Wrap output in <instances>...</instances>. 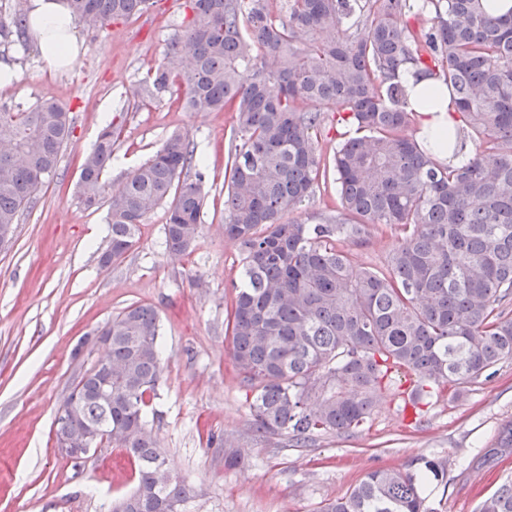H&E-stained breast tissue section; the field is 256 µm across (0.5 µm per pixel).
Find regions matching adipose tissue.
<instances>
[{"label":"adipose tissue","mask_w":512,"mask_h":512,"mask_svg":"<svg viewBox=\"0 0 512 512\" xmlns=\"http://www.w3.org/2000/svg\"><path fill=\"white\" fill-rule=\"evenodd\" d=\"M24 11L28 31L35 38L42 59L61 72L74 69L88 47L75 34L66 0H26ZM399 78L408 93L409 108L417 115L420 136L437 144L434 156L438 161H447L448 152L443 145L460 124L447 89L433 79L419 76L410 65L401 69Z\"/></svg>","instance_id":"1"}]
</instances>
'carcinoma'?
<instances>
[{
	"label": "carcinoma",
	"mask_w": 512,
	"mask_h": 512,
	"mask_svg": "<svg viewBox=\"0 0 512 512\" xmlns=\"http://www.w3.org/2000/svg\"><path fill=\"white\" fill-rule=\"evenodd\" d=\"M89 30L143 12L149 0H67ZM190 16L141 94L185 87V106L235 113L228 154L224 238L243 251L228 319L243 383L254 390L250 427L307 446L350 436L382 402L394 370L414 372L413 407L434 389L464 392L512 360V7L493 15L482 0H189ZM21 13L0 16V36L24 30ZM404 64L446 88L470 157L441 164L411 134L397 79ZM336 124L329 157L317 132L327 107ZM73 132L52 98L0 112V228L19 218L52 175ZM112 126L81 164L86 208L107 206L109 266L136 242L139 225L165 210L168 249L188 251L205 207L203 175L186 136L172 134L106 196ZM336 176V213L318 224L283 221L319 178ZM398 237L385 273L355 265L336 246L365 242L368 226ZM105 364L78 381L80 399L56 436L112 437L136 463V488L112 512H163L191 489L165 468L146 414L164 367L156 310L134 305L112 318ZM315 399L316 407L308 406ZM426 472L376 469L321 512H431ZM478 512H512V480Z\"/></svg>",
	"instance_id": "1"
}]
</instances>
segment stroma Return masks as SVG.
<instances>
[{
  "mask_svg": "<svg viewBox=\"0 0 512 512\" xmlns=\"http://www.w3.org/2000/svg\"><path fill=\"white\" fill-rule=\"evenodd\" d=\"M186 13L185 0H155L142 15L100 30L78 28L89 50L65 73L42 60L33 37L0 42V61L16 70L11 84L0 87V111L53 98L74 124L55 174L22 215L12 242L0 247V512H111L113 500L133 490L135 464L123 450L104 444L80 460L62 457L53 422L72 386L104 355L95 334L136 304L153 306L159 316L164 374L147 419L170 469L193 490L182 512H321L369 471L420 472L429 461L444 469L427 490L433 512H476L512 476V448L500 445L512 424L510 360L467 384L461 398L449 392L430 398L412 420L403 417L401 385L391 386L350 437L299 447L250 429L253 393L241 383L225 334L231 284L243 265L240 247L224 238L233 115L185 109L177 85L151 100L132 94L163 62ZM107 123L118 133L105 175L111 193L172 133L190 138L206 205L189 252L167 249L160 208L121 260L100 265L106 211L83 206L77 181ZM336 204L330 175L304 207L284 217L314 224ZM396 244L394 234L371 226L364 244L344 248L355 264L383 272ZM228 450L241 452L247 467L225 468Z\"/></svg>",
  "mask_w": 512,
  "mask_h": 512,
  "instance_id": "35a3bbf8",
  "label": "stroma"
}]
</instances>
